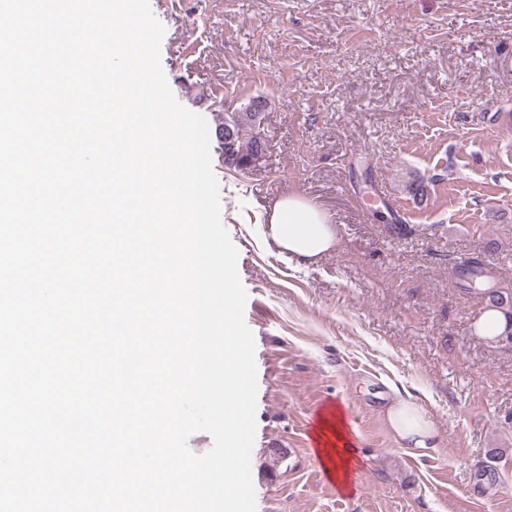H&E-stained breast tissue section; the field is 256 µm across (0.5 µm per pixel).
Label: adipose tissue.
<instances>
[{
    "mask_svg": "<svg viewBox=\"0 0 512 512\" xmlns=\"http://www.w3.org/2000/svg\"><path fill=\"white\" fill-rule=\"evenodd\" d=\"M264 235L279 253L307 265L317 263L338 244L336 229L329 224L322 208L295 192L281 195L273 202ZM385 415L406 447L420 452L434 447L436 427L413 401L394 397ZM312 439L326 471L340 487H347L354 451L339 408H329L319 415Z\"/></svg>",
    "mask_w": 512,
    "mask_h": 512,
    "instance_id": "1",
    "label": "adipose tissue"
}]
</instances>
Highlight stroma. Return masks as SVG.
I'll return each instance as SVG.
<instances>
[{
    "mask_svg": "<svg viewBox=\"0 0 512 512\" xmlns=\"http://www.w3.org/2000/svg\"><path fill=\"white\" fill-rule=\"evenodd\" d=\"M150 8L180 105L213 126L268 100L256 165L211 153L255 339L257 512H512V346L481 335L457 264L481 256L512 286V128L492 121L512 115V0ZM413 173L429 183L421 204L403 189ZM291 191L338 233L309 267L263 243L268 208ZM397 395L434 421L427 454L389 427ZM330 404L354 433L346 489L312 441Z\"/></svg>",
    "mask_w": 512,
    "mask_h": 512,
    "instance_id": "obj_1",
    "label": "stroma"
}]
</instances>
